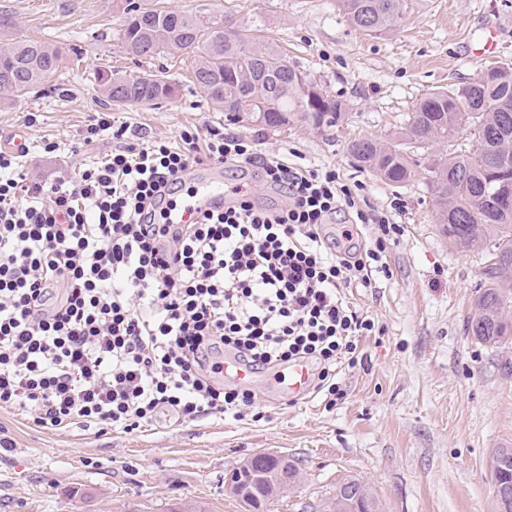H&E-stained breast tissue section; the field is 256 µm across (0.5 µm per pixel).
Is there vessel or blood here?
Wrapping results in <instances>:
<instances>
[{
	"instance_id": "obj_1",
	"label": "vessel or blood",
	"mask_w": 512,
	"mask_h": 512,
	"mask_svg": "<svg viewBox=\"0 0 512 512\" xmlns=\"http://www.w3.org/2000/svg\"><path fill=\"white\" fill-rule=\"evenodd\" d=\"M186 179L192 183L194 192L181 215V223L188 224L206 215L223 211L225 206L231 205L236 199L232 192V183L224 176L223 165L189 170ZM309 380L308 365L297 361L289 364L287 370L272 373L270 385L279 393L295 400L308 392Z\"/></svg>"
}]
</instances>
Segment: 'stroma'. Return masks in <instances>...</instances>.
Listing matches in <instances>:
<instances>
[{"label": "stroma", "instance_id": "1", "mask_svg": "<svg viewBox=\"0 0 512 512\" xmlns=\"http://www.w3.org/2000/svg\"><path fill=\"white\" fill-rule=\"evenodd\" d=\"M136 2L259 26L291 65L345 102L347 121L331 133L227 122L196 85L189 57L169 51L134 60L125 53L122 0H0L8 20L0 47L36 38L78 55L39 92L0 107V141L9 147L24 139L28 177L43 182L111 153L105 136L80 143L104 114L147 141L175 146L185 129L207 125L255 139L259 152L288 164L336 170L364 210L403 227L386 251L392 278L342 291L384 333L361 339L365 362L340 372L344 396L330 409L313 394L288 403L264 371L251 384L264 413L258 421L203 414L99 432L43 428L2 407L0 437L12 439L14 450L0 458V512H173L197 504L249 512L231 475L257 453L286 456L299 469L267 512H329L346 479L361 481L380 512H498L491 458L494 449L512 448V338L488 348L464 331L486 255L449 243L426 179L385 182L356 165L348 144H400L426 93L477 80L487 61L467 45L485 27H496L498 59L512 65V0H406L400 23L375 35L351 25L336 0ZM150 74L175 83L176 96L155 107L102 100L105 80ZM46 140L59 142L61 153L44 154Z\"/></svg>", "mask_w": 512, "mask_h": 512}]
</instances>
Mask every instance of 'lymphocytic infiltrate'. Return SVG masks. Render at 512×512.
<instances>
[{
  "label": "lymphocytic infiltrate",
  "instance_id": "lymphocytic-infiltrate-1",
  "mask_svg": "<svg viewBox=\"0 0 512 512\" xmlns=\"http://www.w3.org/2000/svg\"><path fill=\"white\" fill-rule=\"evenodd\" d=\"M130 133L108 116L88 125L84 143L118 148L51 183L28 179L25 151H0V407L45 428L239 418L257 403L225 385L228 354L255 371L305 361L334 407L339 367L363 362L375 333L341 291L389 275L401 225L372 220L335 170L288 166L250 138L205 127L144 147ZM206 162L256 169L284 205L245 193L197 223H157L181 173ZM341 210L349 228L326 233ZM370 222L359 244L353 229Z\"/></svg>",
  "mask_w": 512,
  "mask_h": 512
}]
</instances>
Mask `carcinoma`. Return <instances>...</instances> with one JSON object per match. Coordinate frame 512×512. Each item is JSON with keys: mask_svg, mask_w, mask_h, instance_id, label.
<instances>
[{"mask_svg": "<svg viewBox=\"0 0 512 512\" xmlns=\"http://www.w3.org/2000/svg\"><path fill=\"white\" fill-rule=\"evenodd\" d=\"M349 21L370 34L397 23L405 0H338ZM131 16L123 31L127 54L152 58L166 50L193 57V76L218 110L232 119L280 129L296 121L326 132L341 126L343 103L325 94L318 84L304 87L306 73L288 64L281 51L262 43L247 29H218V23L161 8L128 5ZM63 52L37 39H22L0 49V101H11L49 81L60 69ZM109 102L158 105L172 98L176 87L159 75L116 77L103 84ZM469 124L473 149L455 142ZM404 140L418 149H436L429 184L437 199L436 221L456 248L472 250L494 241L484 266L483 290L466 331L478 343L495 347L512 336L505 309L512 303V205L491 197L495 188L512 181V67L496 66L475 82L428 93L415 106ZM350 153L361 169L393 184L417 175L404 151L373 139L352 141ZM288 473L296 482L295 463L286 457L256 454L238 472L272 475ZM494 486L499 512H512V448L492 454ZM360 490V497L349 489ZM244 502L254 512L273 503L267 481L253 489ZM332 512H378L367 488L347 479L336 488Z\"/></svg>", "mask_w": 512, "mask_h": 512, "instance_id": "carcinoma-1", "label": "carcinoma"}]
</instances>
